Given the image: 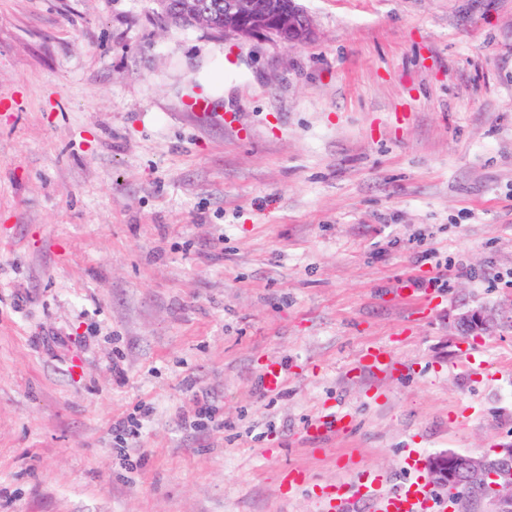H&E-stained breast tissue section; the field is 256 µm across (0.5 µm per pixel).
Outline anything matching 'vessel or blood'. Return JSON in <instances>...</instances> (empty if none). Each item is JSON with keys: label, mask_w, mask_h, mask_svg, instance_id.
I'll return each instance as SVG.
<instances>
[{"label": "vessel or blood", "mask_w": 512, "mask_h": 512, "mask_svg": "<svg viewBox=\"0 0 512 512\" xmlns=\"http://www.w3.org/2000/svg\"><path fill=\"white\" fill-rule=\"evenodd\" d=\"M385 476L377 471L365 472L354 480L336 487L335 499L325 500V512H333L336 502L349 498L369 501L374 512H434L437 503L419 483L413 482L398 490H385Z\"/></svg>", "instance_id": "vessel-or-blood-1"}]
</instances>
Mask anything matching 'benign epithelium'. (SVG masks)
Here are the masks:
<instances>
[{
  "instance_id": "benign-epithelium-1",
  "label": "benign epithelium",
  "mask_w": 512,
  "mask_h": 512,
  "mask_svg": "<svg viewBox=\"0 0 512 512\" xmlns=\"http://www.w3.org/2000/svg\"><path fill=\"white\" fill-rule=\"evenodd\" d=\"M223 33L241 40L265 38L293 47L314 38L313 19L297 0H222ZM512 328V299L508 310L478 304L455 314L450 329L458 336H480ZM425 468L439 487L482 488L492 479L495 512H512V448L491 461L486 457L444 451L430 455Z\"/></svg>"
}]
</instances>
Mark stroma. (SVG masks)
Listing matches in <instances>:
<instances>
[{
    "label": "stroma",
    "mask_w": 512,
    "mask_h": 512,
    "mask_svg": "<svg viewBox=\"0 0 512 512\" xmlns=\"http://www.w3.org/2000/svg\"><path fill=\"white\" fill-rule=\"evenodd\" d=\"M301 3L288 48L0 0V512H322L512 446V331L448 328L512 297V0Z\"/></svg>",
    "instance_id": "35a3bbf8"
}]
</instances>
